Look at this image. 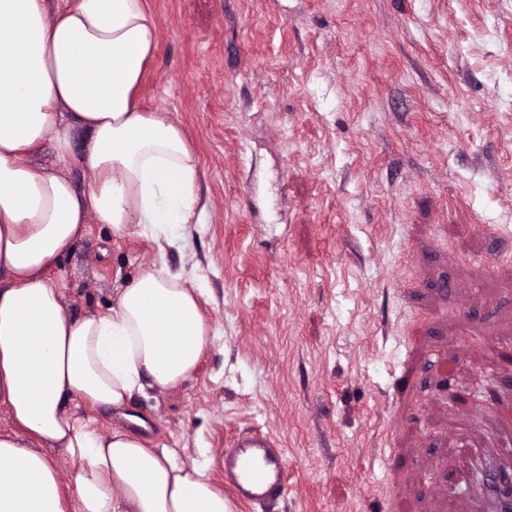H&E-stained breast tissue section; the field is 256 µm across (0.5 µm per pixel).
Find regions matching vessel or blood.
I'll use <instances>...</instances> for the list:
<instances>
[{"label": "vessel or blood", "instance_id": "vessel-or-blood-1", "mask_svg": "<svg viewBox=\"0 0 512 512\" xmlns=\"http://www.w3.org/2000/svg\"><path fill=\"white\" fill-rule=\"evenodd\" d=\"M224 483L238 500L253 505L279 499L288 487V454L280 441L268 433L237 437L221 460ZM499 468H490L473 485L481 512H501L504 496L499 486Z\"/></svg>", "mask_w": 512, "mask_h": 512}]
</instances>
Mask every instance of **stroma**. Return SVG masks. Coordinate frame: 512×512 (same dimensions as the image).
<instances>
[{"instance_id": "obj_1", "label": "stroma", "mask_w": 512, "mask_h": 512, "mask_svg": "<svg viewBox=\"0 0 512 512\" xmlns=\"http://www.w3.org/2000/svg\"><path fill=\"white\" fill-rule=\"evenodd\" d=\"M139 103L199 155L195 377L137 398L152 448L223 487L230 441L288 450L237 512H471L512 463V0H146ZM152 242L89 225L50 275L107 311ZM512 473V469L493 467L481 476L473 485L471 494L479 495V508L486 512H500L504 496L499 486L501 473Z\"/></svg>"}]
</instances>
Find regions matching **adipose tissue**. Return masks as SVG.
Masks as SVG:
<instances>
[{
    "label": "adipose tissue",
    "instance_id": "1",
    "mask_svg": "<svg viewBox=\"0 0 512 512\" xmlns=\"http://www.w3.org/2000/svg\"><path fill=\"white\" fill-rule=\"evenodd\" d=\"M154 30L144 0H0V512H235L206 466L146 446L143 419L105 434L95 417L177 389L212 341L201 286L167 261L206 209L198 159L136 104ZM76 131L82 190L62 173ZM92 222L157 258L75 320L47 272Z\"/></svg>",
    "mask_w": 512,
    "mask_h": 512
}]
</instances>
